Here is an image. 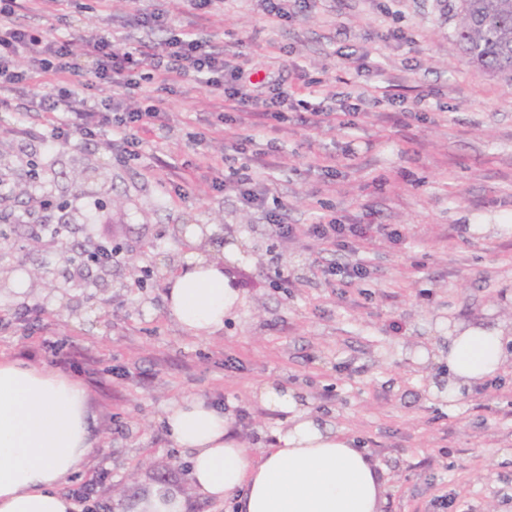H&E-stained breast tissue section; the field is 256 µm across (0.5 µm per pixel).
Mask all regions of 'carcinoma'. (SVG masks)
<instances>
[{
	"label": "carcinoma",
	"instance_id": "obj_1",
	"mask_svg": "<svg viewBox=\"0 0 512 512\" xmlns=\"http://www.w3.org/2000/svg\"><path fill=\"white\" fill-rule=\"evenodd\" d=\"M455 42L468 63L512 80V0H462Z\"/></svg>",
	"mask_w": 512,
	"mask_h": 512
}]
</instances>
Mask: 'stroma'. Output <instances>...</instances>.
I'll list each match as a JSON object with an SVG mask.
<instances>
[{
    "instance_id": "35a3bbf8",
    "label": "stroma",
    "mask_w": 512,
    "mask_h": 512,
    "mask_svg": "<svg viewBox=\"0 0 512 512\" xmlns=\"http://www.w3.org/2000/svg\"><path fill=\"white\" fill-rule=\"evenodd\" d=\"M460 5L309 0L275 25L262 0H224L202 21L173 12L155 40L194 26L261 72L286 71L295 88L286 121L239 125L214 108L204 77L168 86L157 76L129 94L88 91L166 112L165 129L141 133L138 159L111 153L102 137L62 147L0 137V179L12 188L0 198L9 236L0 262L46 273L21 294L0 287V359L80 381L96 416L97 449L64 493L93 479V512H135L141 493L163 484L187 512H231L194 487L162 417L202 395L257 451L286 422L254 396L273 382L302 390L370 451L387 479L384 512H444L443 497L456 512H512V368L452 407L432 389L445 362L414 357L449 328L512 321V85L462 58ZM170 7L69 0L29 23L72 37L78 53L84 34L121 31L136 43L132 14ZM342 101L359 106L348 134L316 120ZM245 174L271 185L264 210L242 204L235 183ZM272 212L298 225L320 214L386 224L400 237L346 251L302 233L283 241L269 232ZM36 222L67 225L65 239L31 248ZM194 224L209 225L216 251L242 253L224 264L238 300L204 338L182 333L166 302ZM101 240L118 249L112 264L66 261L64 243ZM355 262L366 277H346ZM134 266L151 270L146 286H134Z\"/></svg>"
}]
</instances>
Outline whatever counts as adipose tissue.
Masks as SVG:
<instances>
[{
    "label": "adipose tissue",
    "instance_id": "1",
    "mask_svg": "<svg viewBox=\"0 0 512 512\" xmlns=\"http://www.w3.org/2000/svg\"><path fill=\"white\" fill-rule=\"evenodd\" d=\"M239 257L236 251L186 255L166 296L184 333L205 337L223 327L237 300L225 284L224 262ZM447 339L442 395L448 402L512 364V323L454 330ZM257 397L287 415L257 455L234 438L223 411L205 397L189 395L167 408L168 436L188 452L200 493L216 501L236 495L239 512H382L386 481L366 449L322 423L295 391L268 383ZM95 426L79 382L0 360V512H75L60 485L94 453Z\"/></svg>",
    "mask_w": 512,
    "mask_h": 512
}]
</instances>
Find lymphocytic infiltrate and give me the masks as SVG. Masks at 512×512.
Returning <instances> with one entry per match:
<instances>
[{
	"label": "lymphocytic infiltrate",
	"mask_w": 512,
	"mask_h": 512,
	"mask_svg": "<svg viewBox=\"0 0 512 512\" xmlns=\"http://www.w3.org/2000/svg\"><path fill=\"white\" fill-rule=\"evenodd\" d=\"M34 2L0 0V89L29 85L49 73L59 88L54 92H30L18 104L0 102L4 110L45 117L46 133H39L34 124L15 120L0 126V134L15 138L40 134L52 145L75 136H104L110 149L133 156L140 143V130L164 129V113L156 106L131 111L113 98L100 105L70 89L71 79L81 75L89 87L109 84L128 89L138 74L146 78L158 72L171 82L203 74L216 107L239 112L243 124L257 116L273 115L275 107L289 96L281 74L270 72L261 80L252 81L251 71L239 63L237 55L214 52L206 40L191 31L160 42L142 39L134 46L119 37L86 36L82 39L83 60H89L90 65L82 67V60H75L71 52L70 40L25 23ZM115 128L120 130V137L109 139V132Z\"/></svg>",
	"instance_id": "f902f5d3"
}]
</instances>
